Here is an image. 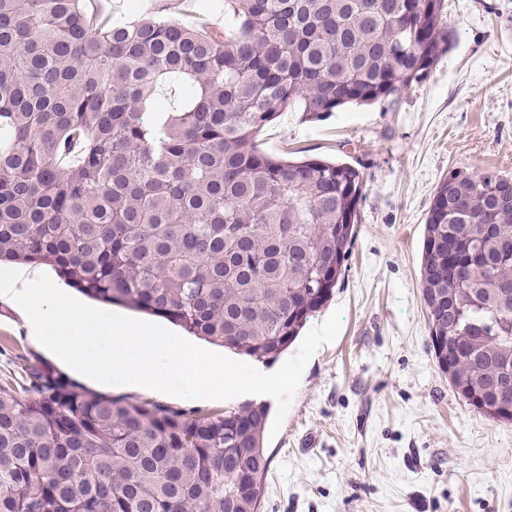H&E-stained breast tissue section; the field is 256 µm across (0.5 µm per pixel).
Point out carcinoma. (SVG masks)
<instances>
[{
  "label": "carcinoma",
  "instance_id": "1",
  "mask_svg": "<svg viewBox=\"0 0 512 512\" xmlns=\"http://www.w3.org/2000/svg\"><path fill=\"white\" fill-rule=\"evenodd\" d=\"M446 0H224V32L87 0H0V263L274 360L333 295L364 172L266 155L294 107L397 100L448 51ZM422 297L473 405L512 366V176L451 170ZM495 341L486 339L488 334ZM0 391V512H259L265 404L202 415L94 396L45 363Z\"/></svg>",
  "mask_w": 512,
  "mask_h": 512
}]
</instances>
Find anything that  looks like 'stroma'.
Returning <instances> with one entry per match:
<instances>
[{
  "instance_id": "stroma-1",
  "label": "stroma",
  "mask_w": 512,
  "mask_h": 512,
  "mask_svg": "<svg viewBox=\"0 0 512 512\" xmlns=\"http://www.w3.org/2000/svg\"><path fill=\"white\" fill-rule=\"evenodd\" d=\"M112 20L205 30L224 0H98ZM453 43L398 101L308 122L296 108L255 136L284 159L360 163V224L333 296L307 327L342 312L338 338L308 361L275 437L260 512H512V424L467 405L429 347L420 266L430 200L450 170L512 176V0H448ZM43 362L90 394L151 402L71 370L0 300V385L21 392Z\"/></svg>"
}]
</instances>
